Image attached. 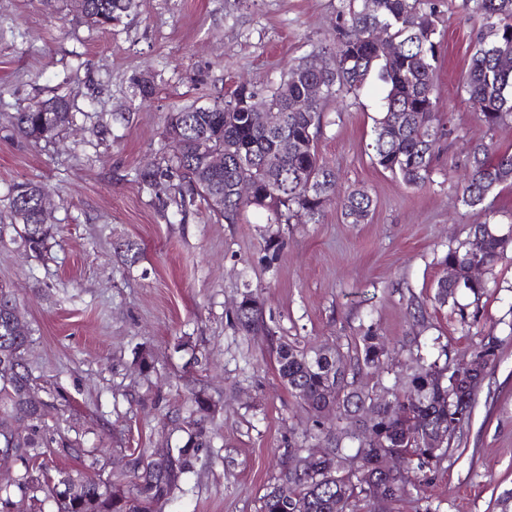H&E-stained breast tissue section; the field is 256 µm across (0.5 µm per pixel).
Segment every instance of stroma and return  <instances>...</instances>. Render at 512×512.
<instances>
[{
    "label": "stroma",
    "mask_w": 512,
    "mask_h": 512,
    "mask_svg": "<svg viewBox=\"0 0 512 512\" xmlns=\"http://www.w3.org/2000/svg\"><path fill=\"white\" fill-rule=\"evenodd\" d=\"M339 6L137 0L121 22L100 27L74 0H0V285L14 289L32 330L26 362L46 405L48 473L122 481L139 452L183 444L187 399L201 391L217 404L211 446L163 512H260L289 446L311 424L278 376L274 344L345 352L371 330L389 352L390 382L443 346L466 358L491 333L498 356L470 422L434 473L414 476L413 498L398 512H512V245L485 274L477 326L432 301L449 246L486 219L456 193L471 146L512 152V123L488 129L463 90L480 23L461 0L441 6L430 185L405 186L374 163L377 79L325 109L319 156L342 189L373 198L365 223H346L335 201L315 224L271 225L253 205L227 224L202 206L178 214L168 195L133 179L167 155V114L242 83L278 84L332 41ZM137 79L154 86L147 101L132 96ZM56 95L70 98L72 125L50 141L20 138L13 114ZM23 181L42 183L49 199L53 231L39 254L19 247L9 227L8 192ZM272 234L275 252L266 247ZM125 240L141 249L136 263L116 249ZM247 287L258 291L271 335L231 325ZM144 353L154 364L147 374L137 366Z\"/></svg>",
    "instance_id": "stroma-1"
}]
</instances>
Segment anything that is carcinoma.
<instances>
[{
	"instance_id": "1",
	"label": "carcinoma",
	"mask_w": 512,
	"mask_h": 512,
	"mask_svg": "<svg viewBox=\"0 0 512 512\" xmlns=\"http://www.w3.org/2000/svg\"><path fill=\"white\" fill-rule=\"evenodd\" d=\"M336 12V41L324 46L327 69H308V58L290 66L280 83L265 91L238 86L228 98L201 112L194 106L170 113L166 135L171 147L166 167L139 169L135 181L155 191L174 190L180 214L203 202L210 212L227 224L238 223L248 203L233 195L234 184L249 179L256 189L258 206L269 212L268 223L289 224L294 218L316 223L336 198V170L321 162L317 139L322 132L325 106L349 94H357L374 76L385 89L381 109L374 120L370 147L378 166L398 177L405 185L423 188L431 181L436 147L438 115L433 101L434 76L439 61L438 0H340ZM81 14L98 26L121 21L135 6V0H75ZM462 7L480 21L468 63L463 88L484 124L493 129L512 121V0H462ZM383 35L397 46L388 57L377 37ZM321 84L325 94L304 109L297 103L309 99L308 90ZM255 99L263 109L282 114L275 129H261L249 122L246 101ZM70 101L64 96L35 99L15 113L13 129L33 142L58 137L73 122ZM224 153V172L210 170L196 149L200 137ZM273 157L280 178L270 182L262 162ZM470 170L457 188L461 205L483 212L487 200L501 185L512 184V153L496 154L488 145L476 146L469 159ZM179 183H168L170 173ZM44 187L21 182L9 193L13 231L24 248L39 252L51 234L40 209ZM372 197L362 189L348 191L341 204L349 224L364 223L373 210ZM512 239L497 233L490 223L473 224L468 238L448 248L442 264L456 269V281L439 279L434 300L451 306L459 321L468 326L479 323V303L487 293L485 281L469 277L472 265L494 266ZM15 292L0 286V448H11L24 467L18 487L42 492L53 499L57 512H162L183 477L195 468L199 453L210 447L207 424L214 414V401L202 392L191 399L198 414L196 428L174 455L156 458L140 454L135 458L130 484L124 495L112 493V483L90 475L59 470L51 476L34 474L44 445V404L29 399L31 373L25 353L31 342L28 326L13 321ZM235 326L246 333L265 331L263 302L248 289L234 311ZM387 351L372 331L361 337L356 357L340 351L299 350L282 344L276 351L277 371L291 394H304L303 404L312 425L304 438L324 440L325 458L310 460L303 447L288 449L298 458L293 470H285L281 483L264 496L261 512H383L411 499L408 477H389L379 468L380 459L397 455L408 469L430 473L448 455L450 440L469 421L481 382L460 373L448 358L446 347L430 361L401 378L393 386L373 391L358 382L365 369H377ZM379 403L378 418L368 427V437L355 433L348 419L366 404ZM336 418L338 427L321 423L322 414ZM443 430L447 441L441 448L425 445L419 429Z\"/></svg>"
}]
</instances>
